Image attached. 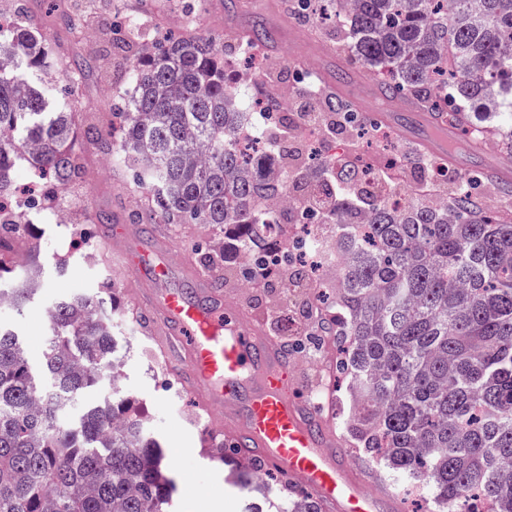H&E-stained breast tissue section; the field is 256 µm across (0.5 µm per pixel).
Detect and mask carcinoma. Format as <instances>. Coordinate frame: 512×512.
Returning <instances> with one entry per match:
<instances>
[{
  "label": "carcinoma",
  "instance_id": "obj_1",
  "mask_svg": "<svg viewBox=\"0 0 512 512\" xmlns=\"http://www.w3.org/2000/svg\"><path fill=\"white\" fill-rule=\"evenodd\" d=\"M333 13L354 63L385 70L387 98L404 96L448 111L464 131L497 126L512 137V0H353ZM127 27L113 48H133ZM453 48L457 75L437 81ZM0 300L20 310L39 295L43 268L29 249L23 275L6 257L31 227L25 204L3 211L18 170L48 181L46 203L76 182L75 112L65 84L86 66L67 64L40 27L0 23ZM118 112L123 136L96 133L112 167L146 194L139 224H206L225 245H195L208 265L228 252L249 261L234 276L253 284L308 281L290 249L264 247L263 204L291 195L288 177L266 175L235 145L246 119L224 83V46L188 33L133 54ZM351 128L366 123L330 99ZM330 236L313 248L339 266L319 325L336 336L338 371L348 379L345 427L370 458L422 480L439 512H512V220L502 221L455 174L445 205L376 195L359 168L337 173ZM120 341L103 298L72 293L48 311L47 343L35 363L21 335L0 325V512H168L175 489L164 451L133 399L112 393L66 417L77 396L106 376L117 381ZM261 468L241 474L249 494L267 488ZM291 512H320L291 488Z\"/></svg>",
  "mask_w": 512,
  "mask_h": 512
}]
</instances>
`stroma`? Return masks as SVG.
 <instances>
[{
	"instance_id": "obj_1",
	"label": "stroma",
	"mask_w": 512,
	"mask_h": 512,
	"mask_svg": "<svg viewBox=\"0 0 512 512\" xmlns=\"http://www.w3.org/2000/svg\"><path fill=\"white\" fill-rule=\"evenodd\" d=\"M20 8L47 32L52 42L65 47L68 60L90 62L91 69L70 84L68 94L76 109L75 136L84 163L83 177L52 203L53 208L67 212L71 226L65 229L53 223H38L46 286L23 311L0 307V323L17 328L30 356L37 360L46 339L48 310L57 298L75 291L104 294L114 306L112 329L121 343V377L115 384L103 381L96 392L86 393V400L111 395L116 389L133 396L147 431L166 450L175 483L172 512H244L245 494L230 477L235 460L216 461L204 453L210 436L209 418L198 408L193 390L178 381L158 345L143 331L145 317L137 301L147 295V288L118 264L115 248L104 239L101 229H94L91 240L86 242L77 239L74 227L83 223L87 212L98 211L110 215L113 224L124 228L126 247H134L146 232H153L174 266H187L223 279L225 298L248 311L263 330L280 325L279 342L289 341L294 330H304L300 347L289 355L299 388L320 408L328 425L341 432V452L348 467L359 473L369 490L393 493L397 498L394 512H410L414 504L406 498L407 479L361 457L350 436L342 432L347 407L345 386L336 377L337 350L320 341L316 320L303 310L305 303L320 295L319 282H308L292 293L273 285L239 287L235 278L225 276L222 269L205 266L191 250L192 243L211 238V228L204 224H156L144 229L132 218L133 210L145 203L144 193L128 177L102 163L103 155L90 131H111L115 97L109 89L122 87L124 75L123 60L112 48L113 26L132 18L155 40H163L178 34L173 20L183 16L185 0H60L54 12L49 10L48 0H0L1 15L15 14ZM314 9V20L303 22L289 13L285 0H202L197 23L200 33L234 44L238 41L237 30L258 19L279 33L276 49H258L262 57L259 75L236 85V92L249 111H256L258 101L276 90L300 91L303 84L298 73L313 72L319 64L332 66L339 62L350 66L348 51L341 46L340 33L330 17L329 0H317ZM301 124L299 116L286 110L278 127L263 135L267 154H276L281 146H288L290 188L299 198L334 182L324 168L309 166L310 149L300 135ZM374 136L369 129L328 128L323 142L358 156L378 149L405 156L412 150L410 144L395 135H388L381 144L375 142ZM61 260L67 264L62 276L55 269Z\"/></svg>"
}]
</instances>
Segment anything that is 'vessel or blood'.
Masks as SVG:
<instances>
[{
    "instance_id": "obj_1",
    "label": "vessel or blood",
    "mask_w": 512,
    "mask_h": 512,
    "mask_svg": "<svg viewBox=\"0 0 512 512\" xmlns=\"http://www.w3.org/2000/svg\"><path fill=\"white\" fill-rule=\"evenodd\" d=\"M336 94L356 98L355 76L315 71ZM374 121L387 125L421 153L461 167L480 160L488 179L512 181V162L490 157L484 141L454 149L453 130L430 113L416 112L409 99L387 100ZM158 242L146 240L126 254L135 276L151 287L153 328L166 335L162 351H186L183 370L200 395L205 413H224V440L244 463L266 468L308 489L322 512H380L385 497L355 479L338 452L339 439L300 392L288 356L242 308L224 303L219 284L196 277V287H172L176 271Z\"/></svg>"
}]
</instances>
